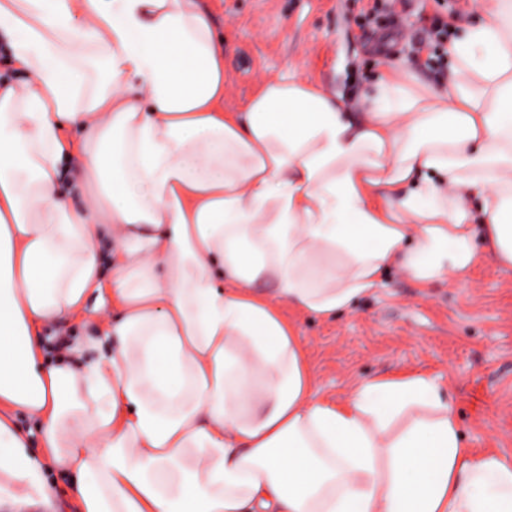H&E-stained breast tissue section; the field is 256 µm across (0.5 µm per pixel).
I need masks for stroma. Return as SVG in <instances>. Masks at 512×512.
Wrapping results in <instances>:
<instances>
[{
  "instance_id": "1",
  "label": "stroma",
  "mask_w": 512,
  "mask_h": 512,
  "mask_svg": "<svg viewBox=\"0 0 512 512\" xmlns=\"http://www.w3.org/2000/svg\"><path fill=\"white\" fill-rule=\"evenodd\" d=\"M369 0H205L224 41V107L244 111L264 80L285 74L356 101L383 68L412 70L434 89L437 69L417 62L410 32L382 22L365 28ZM305 346L315 387L342 401L356 383L423 371L439 382L466 447L512 461V272L480 258L463 279L419 287L399 271L334 316L283 307ZM44 364L93 357L101 338L92 308L44 325ZM44 468L48 499L0 501V512H78L69 477L43 448L38 419L9 413Z\"/></svg>"
}]
</instances>
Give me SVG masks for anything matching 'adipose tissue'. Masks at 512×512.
<instances>
[{"label": "adipose tissue", "mask_w": 512, "mask_h": 512, "mask_svg": "<svg viewBox=\"0 0 512 512\" xmlns=\"http://www.w3.org/2000/svg\"><path fill=\"white\" fill-rule=\"evenodd\" d=\"M486 2L444 90L387 70L356 117L289 75L225 111L201 0H0L25 75L0 82L1 497H47L16 409L79 512H512V462L464 447L433 377L324 401L278 311H343L394 266L425 287L480 244L512 270V0ZM91 297L120 312L106 353L44 366L38 328Z\"/></svg>", "instance_id": "adipose-tissue-1"}]
</instances>
